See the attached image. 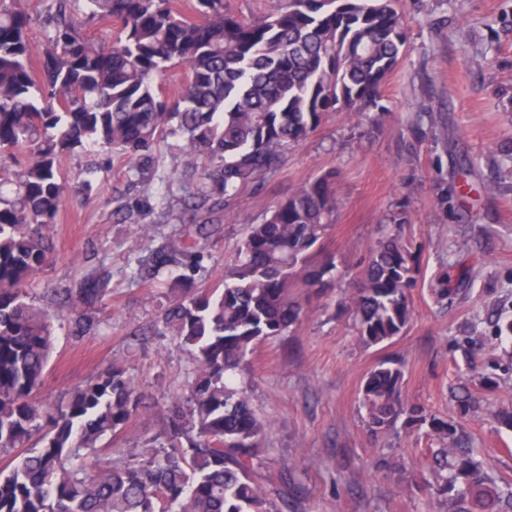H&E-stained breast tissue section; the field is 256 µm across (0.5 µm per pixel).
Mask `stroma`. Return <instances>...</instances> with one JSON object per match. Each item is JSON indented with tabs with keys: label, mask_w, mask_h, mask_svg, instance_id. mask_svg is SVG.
<instances>
[{
	"label": "stroma",
	"mask_w": 512,
	"mask_h": 512,
	"mask_svg": "<svg viewBox=\"0 0 512 512\" xmlns=\"http://www.w3.org/2000/svg\"><path fill=\"white\" fill-rule=\"evenodd\" d=\"M399 8L406 52L382 91L389 113L381 128L342 112L328 115L290 148L280 171L247 189L231 222L209 238L179 223L175 208L154 211L148 238L140 225L118 223L115 216L156 195L162 181L177 191L190 185L181 139L157 146L156 173L145 182L128 178L125 164L98 147L62 160L63 177L74 185L90 180L91 190L61 210L51 228L54 256L30 293L43 305L53 289L77 288L96 275L110 278V297L91 311L110 328L74 335L83 309L58 308L39 401L65 402L77 385L121 362L146 406L106 445L131 451L158 433L184 391L194 357L176 337L154 331L169 304V279L130 280L129 263L182 238L204 253L197 288H223L224 270L236 263L248 225L299 183L332 171L336 213L321 247L336 263V281L318 293L299 289L302 321L286 336L258 344L237 371L256 413L270 423L263 488L285 496L297 484L291 512H445L437 494L423 486L436 444L402 420L373 433L360 406L363 378L387 357L404 361L406 401L455 417L485 469L512 479V430L490 415L512 410V361L503 355L508 343L495 339L490 326L498 311L512 312V171L493 164L512 146V0H399ZM421 115L435 119L436 134L419 143L408 128ZM466 157L478 192L466 209L441 212L436 195ZM399 202L411 213L407 234L422 252V276L411 291L412 319L404 332L368 346L342 302L357 285L382 215ZM449 263L479 276L440 306L429 282ZM472 334L482 336L480 345L466 343ZM484 373L496 375L497 388L483 387ZM465 393L475 408L464 415L455 397Z\"/></svg>",
	"instance_id": "stroma-1"
}]
</instances>
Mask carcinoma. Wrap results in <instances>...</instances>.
I'll list each match as a JSON object with an SVG mask.
<instances>
[{"label":"carcinoma","mask_w":512,"mask_h":512,"mask_svg":"<svg viewBox=\"0 0 512 512\" xmlns=\"http://www.w3.org/2000/svg\"><path fill=\"white\" fill-rule=\"evenodd\" d=\"M396 0H285L261 20L224 10V0H194L188 18L174 0H45L39 15L26 0H0V453L25 448L0 470V512H280L257 481L268 423L254 413L233 373L255 346L286 335L302 317L294 290L330 288L336 265L313 261L332 224L331 173L296 186L247 227L238 260L218 294L193 288L203 255L193 246L152 251L132 274L176 267L178 288L161 320L194 352L187 388L164 430L138 452L100 441L124 430L144 398L120 363L49 407L41 388L53 344L49 307L29 296L50 263V227L81 189L60 174V160L90 147L112 151L127 173L149 174L164 139L185 143L183 166L198 173L188 193V223L210 236L241 205L247 188L281 170L288 149L326 114L377 105L380 89L404 52ZM116 21L117 42L87 29ZM44 33L40 72L32 67L29 30ZM187 67L178 95L162 94L172 66ZM206 165L199 166V161ZM406 204L381 219V233L346 301L368 345L392 341L412 318L409 296L420 257L404 228ZM479 276L441 268L436 303L448 302ZM110 280L57 288L56 305L103 303ZM92 316L75 335L106 332ZM398 359L381 360L362 386L370 428L408 422L442 445L445 473L428 486L447 495L448 512L512 508V482L486 472L464 447L454 421L409 406L401 397Z\"/></svg>","instance_id":"carcinoma-1"}]
</instances>
